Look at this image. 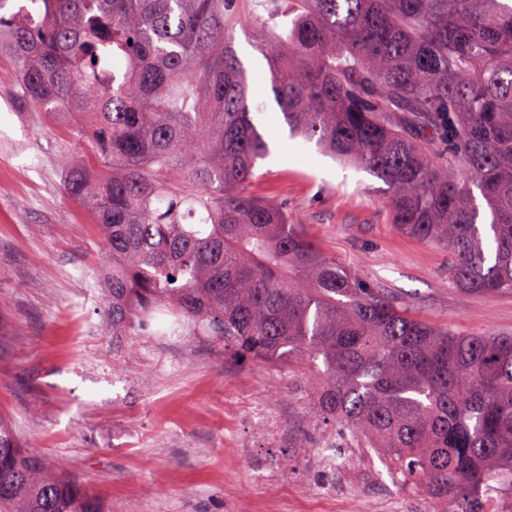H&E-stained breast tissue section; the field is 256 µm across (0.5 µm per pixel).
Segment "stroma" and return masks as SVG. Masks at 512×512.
Here are the masks:
<instances>
[{
    "label": "stroma",
    "instance_id": "obj_1",
    "mask_svg": "<svg viewBox=\"0 0 512 512\" xmlns=\"http://www.w3.org/2000/svg\"><path fill=\"white\" fill-rule=\"evenodd\" d=\"M236 47L256 92L269 67L246 23ZM14 62L0 55V418L17 439L64 463L106 512H324L341 479L298 445L319 450L328 426L309 424L305 379L287 366L242 362L208 336L180 345L116 336L103 316L101 241L89 209L63 191L61 158L85 149L59 118L27 106ZM272 153L249 193L283 201L337 261L421 318L480 334L512 332V294L477 296L448 280V253L397 232L384 184L291 137L276 104L261 118ZM262 404L283 436L268 444ZM285 480L259 479L270 458ZM361 492L400 512H437L407 495L382 460Z\"/></svg>",
    "mask_w": 512,
    "mask_h": 512
}]
</instances>
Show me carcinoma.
Instances as JSON below:
<instances>
[{"mask_svg":"<svg viewBox=\"0 0 512 512\" xmlns=\"http://www.w3.org/2000/svg\"><path fill=\"white\" fill-rule=\"evenodd\" d=\"M239 0H0L21 97L72 118L64 190L91 210L114 336H214L305 370L309 417L355 433L438 512L512 487V333L413 314L247 193L270 144L235 47ZM291 133L386 185L448 280L512 293V4L264 0L251 16ZM0 512H104L0 420Z\"/></svg>","mask_w":512,"mask_h":512,"instance_id":"carcinoma-1","label":"carcinoma"}]
</instances>
